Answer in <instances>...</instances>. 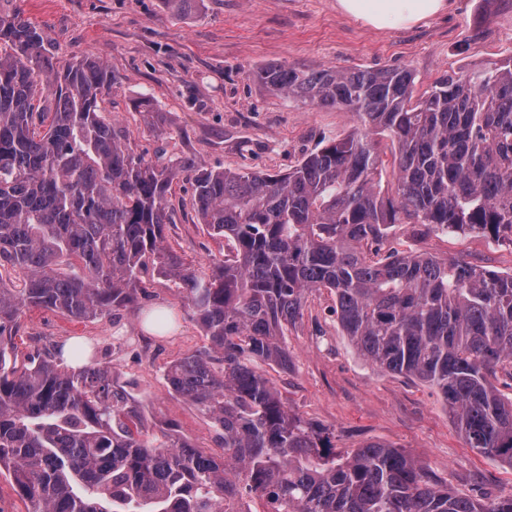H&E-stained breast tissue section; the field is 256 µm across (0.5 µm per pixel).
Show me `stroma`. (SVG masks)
<instances>
[{
	"mask_svg": "<svg viewBox=\"0 0 512 512\" xmlns=\"http://www.w3.org/2000/svg\"><path fill=\"white\" fill-rule=\"evenodd\" d=\"M41 25L57 65L93 56L115 83L105 117L129 132L135 154L155 159L187 153L214 170L284 173L319 143L347 135L354 116L288 100L260 83L271 64L309 69L407 68L415 90L444 72H459L512 56V0H448L444 13L402 29L379 30L343 14L336 0H192L181 13L165 0H19ZM182 180L169 198L167 242L208 274L221 249L192 208ZM392 246L512 271V247L464 234L416 240L411 225L392 231ZM141 310L75 319L47 309L21 316L20 355L42 347L84 343L97 362L114 366L152 421L170 424L204 448L219 435L190 403L167 392L163 372L205 345L191 306L173 283L146 276ZM325 291L307 299L287 336L288 370L266 367L291 406L336 432L340 450L379 442L402 449L444 484L476 499L512 495V468L467 448L434 388L378 369L344 336ZM166 308L171 330L148 332L149 311Z\"/></svg>",
	"mask_w": 512,
	"mask_h": 512,
	"instance_id": "35a3bbf8",
	"label": "stroma"
}]
</instances>
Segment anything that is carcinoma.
I'll list each match as a JSON object with an SVG mask.
<instances>
[{"instance_id": "obj_1", "label": "carcinoma", "mask_w": 512, "mask_h": 512, "mask_svg": "<svg viewBox=\"0 0 512 512\" xmlns=\"http://www.w3.org/2000/svg\"><path fill=\"white\" fill-rule=\"evenodd\" d=\"M49 42L20 8H0V476L27 512H252L248 499L261 512H512V495L451 491L393 446L336 450L260 370L288 368V328L326 289L361 356L437 389L468 447L512 468V396L493 384L512 380V272L377 248L398 224L512 246V56L419 95L408 69L266 66L257 77L272 90L357 118L271 174L134 156L102 116L110 68L88 57L59 70ZM376 135L396 144L388 196ZM181 178L227 250L206 276L166 244ZM151 268L208 341L164 378L221 431L217 450L150 424L83 347L69 365L54 352L18 360L24 310L130 311Z\"/></svg>"}]
</instances>
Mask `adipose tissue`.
Listing matches in <instances>:
<instances>
[{
    "instance_id": "ef3b65f1",
    "label": "adipose tissue",
    "mask_w": 512,
    "mask_h": 512,
    "mask_svg": "<svg viewBox=\"0 0 512 512\" xmlns=\"http://www.w3.org/2000/svg\"><path fill=\"white\" fill-rule=\"evenodd\" d=\"M342 12L376 29H394L438 14L446 0H337Z\"/></svg>"
}]
</instances>
